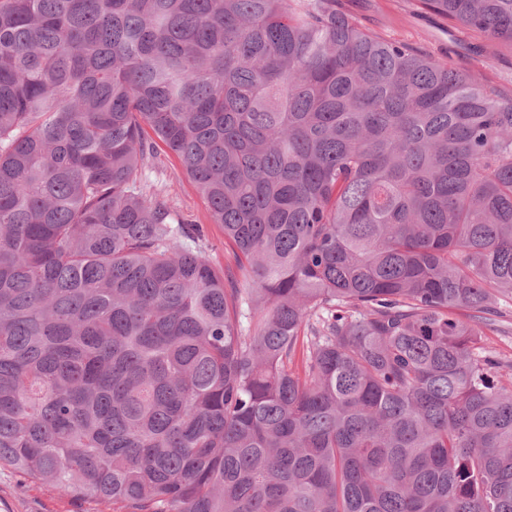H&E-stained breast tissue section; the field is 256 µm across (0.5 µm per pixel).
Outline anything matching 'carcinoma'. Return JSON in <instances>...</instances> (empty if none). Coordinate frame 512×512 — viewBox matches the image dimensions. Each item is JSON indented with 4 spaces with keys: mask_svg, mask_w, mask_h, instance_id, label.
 I'll list each match as a JSON object with an SVG mask.
<instances>
[{
    "mask_svg": "<svg viewBox=\"0 0 512 512\" xmlns=\"http://www.w3.org/2000/svg\"><path fill=\"white\" fill-rule=\"evenodd\" d=\"M418 4L512 50V0ZM506 295L512 87L336 0H0V465L124 512H512ZM146 176L150 185L164 190L165 200L176 222L202 227V249L207 259L216 267H224L227 257L224 253V229L212 223L207 203L196 191L178 159L159 144L149 159ZM497 308L503 315L500 318L501 325L507 332L497 333L488 330L484 337V345L497 356L510 359L512 357V300L508 298L500 299Z\"/></svg>",
    "mask_w": 512,
    "mask_h": 512,
    "instance_id": "carcinoma-1",
    "label": "carcinoma"
}]
</instances>
